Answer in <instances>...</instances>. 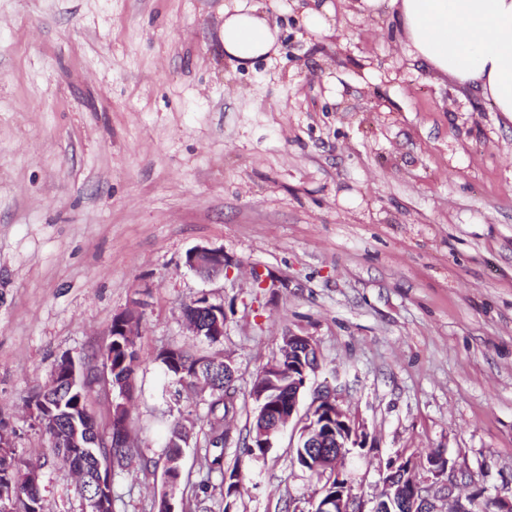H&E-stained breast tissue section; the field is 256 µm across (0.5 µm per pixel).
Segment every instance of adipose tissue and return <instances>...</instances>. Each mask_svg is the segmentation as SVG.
Returning <instances> with one entry per match:
<instances>
[{"label": "adipose tissue", "mask_w": 512, "mask_h": 512, "mask_svg": "<svg viewBox=\"0 0 512 512\" xmlns=\"http://www.w3.org/2000/svg\"><path fill=\"white\" fill-rule=\"evenodd\" d=\"M389 4L409 54L461 86L479 89L512 118V0H359L367 14ZM279 52L278 29L260 0H235L224 12V57L248 66Z\"/></svg>", "instance_id": "adipose-tissue-1"}]
</instances>
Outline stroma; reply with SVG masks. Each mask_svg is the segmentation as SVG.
I'll list each match as a JSON object with an SVG mask.
<instances>
[{"label":"stroma","instance_id":"35a3bbf8","mask_svg":"<svg viewBox=\"0 0 512 512\" xmlns=\"http://www.w3.org/2000/svg\"><path fill=\"white\" fill-rule=\"evenodd\" d=\"M261 2L279 53L235 69L231 0H0V433L39 465L43 512H83L28 400L133 308L142 456L113 472V512H157L174 416L192 430L178 507L311 512L321 484L292 465L291 432L241 461L253 383L297 333L320 360L300 409L334 388L365 435L356 495L372 503L397 457L435 485L441 450L490 512L512 498V120L414 61L389 8L330 0L313 36L292 0ZM197 246L223 250V276L186 266ZM203 295L224 306L214 345L183 318ZM172 346L235 370L233 504L201 465L209 397L163 390Z\"/></svg>","mask_w":512,"mask_h":512}]
</instances>
